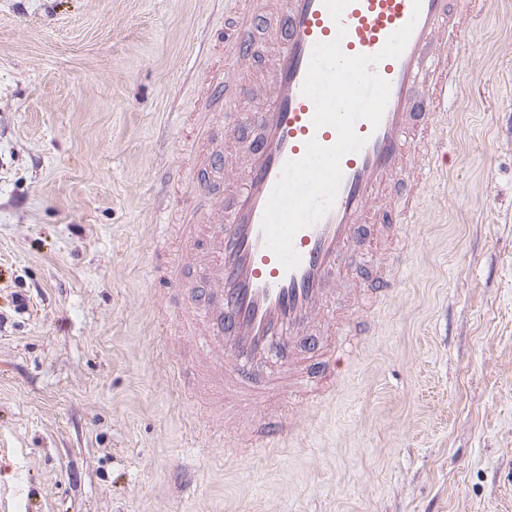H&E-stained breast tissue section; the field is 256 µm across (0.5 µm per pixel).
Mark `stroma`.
I'll return each instance as SVG.
<instances>
[{"instance_id": "stroma-1", "label": "stroma", "mask_w": 512, "mask_h": 512, "mask_svg": "<svg viewBox=\"0 0 512 512\" xmlns=\"http://www.w3.org/2000/svg\"><path fill=\"white\" fill-rule=\"evenodd\" d=\"M224 0H0V512H512V0H483L395 298L234 441L169 374L158 246Z\"/></svg>"}]
</instances>
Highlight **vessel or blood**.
<instances>
[{"instance_id":"b4317fda","label":"vessel or blood","mask_w":512,"mask_h":512,"mask_svg":"<svg viewBox=\"0 0 512 512\" xmlns=\"http://www.w3.org/2000/svg\"><path fill=\"white\" fill-rule=\"evenodd\" d=\"M477 2L350 0L337 23L323 0H284L277 16L266 0H226L236 21L222 37L224 65L202 72L200 79L219 97L230 85L244 91L235 68L252 54L249 31L261 29L271 39L273 63L261 73L273 96L264 111L251 113L238 128L230 157L208 149L224 115L196 113L188 139L192 148H204L202 166H223L233 201L227 205L204 197L200 180H182L175 207L180 247L164 273L174 292L169 313L186 347L201 353L200 386L212 407L284 393L314 402L335 396L336 353L310 343L311 323L321 318L341 335H356V323L335 310L331 293L356 262L353 248L364 225H377L371 247L385 254L370 268L373 306L383 307L395 292L403 227L414 218L420 190L437 166L430 131L442 118L440 102L455 78L466 17ZM410 21L415 27L400 57L375 67L390 84L381 122L376 127L364 119L356 122L365 143L342 158L335 202L324 217L295 234L300 263L286 270L265 244L267 201L285 162L301 158L309 140L329 146L337 139L334 128L314 127L315 106L302 93L312 50L337 39L347 55H373ZM342 25L347 34L341 38ZM293 340L303 343V357L256 380L253 366L288 349Z\"/></svg>"}]
</instances>
